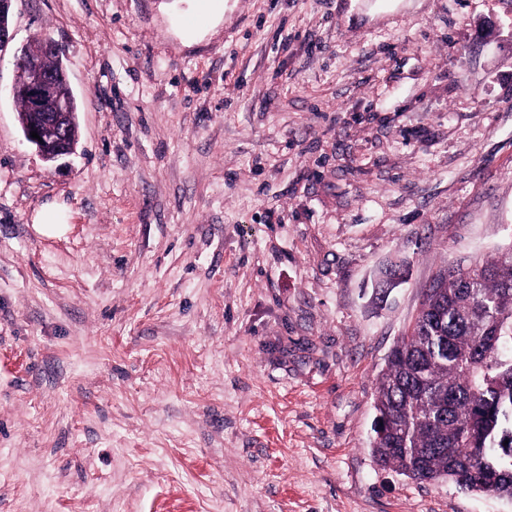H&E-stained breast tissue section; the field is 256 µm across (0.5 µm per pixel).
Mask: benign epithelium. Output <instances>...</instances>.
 Here are the masks:
<instances>
[{
	"mask_svg": "<svg viewBox=\"0 0 512 512\" xmlns=\"http://www.w3.org/2000/svg\"><path fill=\"white\" fill-rule=\"evenodd\" d=\"M13 0H0V47L12 39L9 17ZM64 51L49 35L39 34L30 41L16 60L17 75L11 93L29 106V116L22 123L25 139L35 145L43 160L56 161L75 153L68 138L71 102L56 96L59 80L66 79L65 71L44 70L40 58H60ZM37 132L40 139L31 137Z\"/></svg>",
	"mask_w": 512,
	"mask_h": 512,
	"instance_id": "benign-epithelium-1",
	"label": "benign epithelium"
}]
</instances>
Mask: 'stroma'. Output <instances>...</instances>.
<instances>
[{
    "mask_svg": "<svg viewBox=\"0 0 512 512\" xmlns=\"http://www.w3.org/2000/svg\"><path fill=\"white\" fill-rule=\"evenodd\" d=\"M221 2L14 0L0 512H512L371 453L426 289L512 244V0ZM38 33L80 108L52 164L10 93Z\"/></svg>",
    "mask_w": 512,
    "mask_h": 512,
    "instance_id": "obj_1",
    "label": "stroma"
}]
</instances>
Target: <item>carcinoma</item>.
Instances as JSON below:
<instances>
[{"instance_id": "1", "label": "carcinoma", "mask_w": 512, "mask_h": 512, "mask_svg": "<svg viewBox=\"0 0 512 512\" xmlns=\"http://www.w3.org/2000/svg\"><path fill=\"white\" fill-rule=\"evenodd\" d=\"M512 245L428 288L387 356L372 453L419 482L512 499Z\"/></svg>"}]
</instances>
